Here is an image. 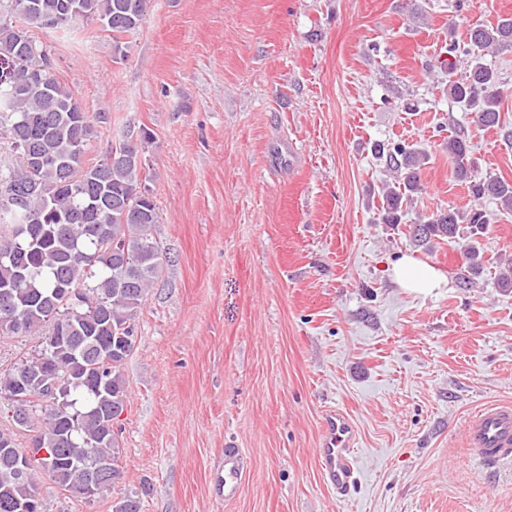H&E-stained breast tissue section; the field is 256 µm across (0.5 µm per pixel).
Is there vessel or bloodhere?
I'll list each match as a JSON object with an SVG mask.
<instances>
[{
  "label": "vessel or blood",
  "instance_id": "vessel-or-blood-1",
  "mask_svg": "<svg viewBox=\"0 0 512 512\" xmlns=\"http://www.w3.org/2000/svg\"><path fill=\"white\" fill-rule=\"evenodd\" d=\"M354 440L349 420L341 413L330 412L323 423L317 455L328 484L340 492L355 480L350 458ZM466 442L480 463L512 459V404H493L472 413L466 425ZM246 462L242 449L226 444L224 461L215 472L219 496L227 500L238 496Z\"/></svg>",
  "mask_w": 512,
  "mask_h": 512
}]
</instances>
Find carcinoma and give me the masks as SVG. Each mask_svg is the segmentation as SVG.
Returning <instances> with one entry per match:
<instances>
[{"mask_svg":"<svg viewBox=\"0 0 512 512\" xmlns=\"http://www.w3.org/2000/svg\"><path fill=\"white\" fill-rule=\"evenodd\" d=\"M0 10V70L51 66L49 47L32 32L66 29L78 20H97L112 32L115 57L127 58L121 40L145 22L150 0H36L38 7ZM512 50V17L494 25L472 24L463 43L448 45L435 68L448 97L472 115L478 127L497 128L512 143V128L501 121L503 90L486 56ZM42 85L0 81V141L14 163L0 168V188L21 193L20 210L0 201V335L40 332L42 349L0 376V394L25 383L28 399L13 402V418L28 431L19 448L14 433L0 430V512H47L36 480L48 476L71 496L91 481L99 460L112 464V483L123 478L122 448L114 421L124 411L122 365L138 341L136 319L162 264L152 230L158 208L143 176L144 152L153 139L142 126L112 145V156L86 159L103 112L89 114L55 74ZM452 176L464 183L470 204L423 215L410 225L418 246L446 241L461 245L468 276L483 269L479 238L493 223L481 200L512 210V183L479 176L465 134L444 140ZM428 153L393 143L386 161L393 174L382 194L383 220L401 222L404 204L420 191V169ZM468 236L460 243L461 225ZM56 338V349L47 340ZM34 448L58 452L33 460L27 474L19 462Z\"/></svg>","mask_w":512,"mask_h":512,"instance_id":"obj_1","label":"carcinoma"}]
</instances>
